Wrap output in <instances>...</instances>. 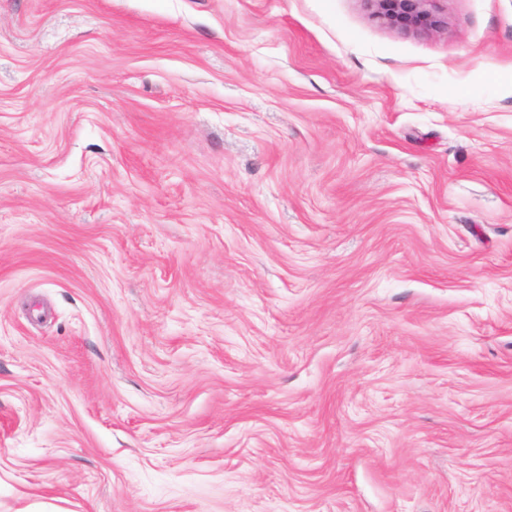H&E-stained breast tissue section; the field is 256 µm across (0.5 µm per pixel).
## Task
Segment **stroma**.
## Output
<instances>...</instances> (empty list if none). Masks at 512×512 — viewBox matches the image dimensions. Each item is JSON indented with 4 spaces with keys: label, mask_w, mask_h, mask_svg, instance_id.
<instances>
[{
    "label": "stroma",
    "mask_w": 512,
    "mask_h": 512,
    "mask_svg": "<svg viewBox=\"0 0 512 512\" xmlns=\"http://www.w3.org/2000/svg\"><path fill=\"white\" fill-rule=\"evenodd\" d=\"M0 0V512H512V0ZM374 18L385 25L423 33L438 32L445 21L431 8L433 0H364Z\"/></svg>",
    "instance_id": "obj_1"
}]
</instances>
